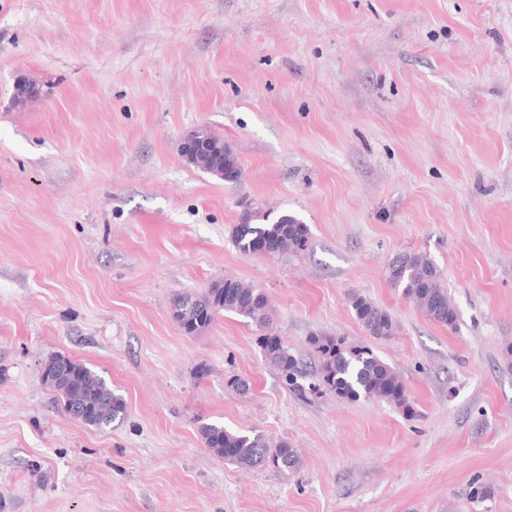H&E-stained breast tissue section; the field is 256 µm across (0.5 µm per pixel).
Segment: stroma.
<instances>
[{
    "label": "stroma",
    "mask_w": 512,
    "mask_h": 512,
    "mask_svg": "<svg viewBox=\"0 0 512 512\" xmlns=\"http://www.w3.org/2000/svg\"><path fill=\"white\" fill-rule=\"evenodd\" d=\"M24 78L39 94L19 107ZM194 128L238 182L181 157ZM248 204L298 215L308 249L239 252ZM404 251L435 263L455 327L390 287ZM227 277L267 293L297 357L314 333L371 344L417 417L289 391L236 315L185 334L173 297ZM354 293L394 336L366 335ZM508 345L512 0H0V512H512ZM54 354L124 419L67 415ZM209 421L301 465L225 463ZM199 137H204V141L208 142L209 145L213 146V149H218L217 155H212V150L207 155L198 157L196 160H189L188 163L206 173L211 174L225 182H236L240 176V168L238 165L237 158L231 153V151L224 146V138L212 133L206 129H195L192 130ZM221 166L224 167V171L229 169L233 176H225L224 179L220 176ZM350 306L355 319L368 336L379 340L389 339L395 334L396 324L391 313L364 295L352 294ZM42 378L63 404L65 412L75 417V409L85 412L79 420L95 428L110 427L121 420L125 402L100 375L85 364L64 355L51 357L43 367Z\"/></svg>",
    "instance_id": "stroma-1"
}]
</instances>
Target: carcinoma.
<instances>
[{"mask_svg": "<svg viewBox=\"0 0 512 512\" xmlns=\"http://www.w3.org/2000/svg\"><path fill=\"white\" fill-rule=\"evenodd\" d=\"M194 133L218 154H207L189 161V164L215 177L221 168L231 171L224 177L235 182L240 176L237 158L224 146V138L206 129ZM231 240L243 254H253L258 246H265L272 254L307 250L310 229L298 217L283 213L247 209L239 222L231 228ZM390 286L413 303L425 316L453 328L457 309L448 295L435 263L424 253L405 252L397 255L387 267ZM350 306L355 319L374 339H388L396 332V324L388 310L367 297L354 293ZM230 313L254 324L262 334L258 338L261 352L281 374L285 383L299 392L334 394L339 398H360L385 401L415 417L405 384L395 369L366 344H356L343 336L315 333L308 345L315 355L314 369L307 367L290 352L282 340L269 333L272 307L265 292L253 285L235 279L216 280L198 294L185 293L173 298L171 315L178 326L188 334H197L212 325L218 315ZM42 378L63 404L70 416L75 410L85 412L82 422L95 428H106L123 418L125 402L100 375L85 364L64 355L51 357L43 367ZM200 435L205 447L240 468L271 465L276 469L294 470L301 458L298 449L288 442L271 445L262 435L253 431L228 429L219 421L204 423ZM468 496L473 503H483L493 497V489L477 480L471 482Z\"/></svg>", "mask_w": 512, "mask_h": 512, "instance_id": "obj_1", "label": "carcinoma"}]
</instances>
